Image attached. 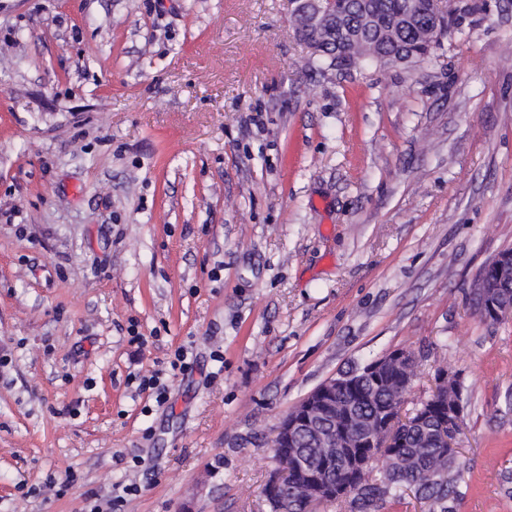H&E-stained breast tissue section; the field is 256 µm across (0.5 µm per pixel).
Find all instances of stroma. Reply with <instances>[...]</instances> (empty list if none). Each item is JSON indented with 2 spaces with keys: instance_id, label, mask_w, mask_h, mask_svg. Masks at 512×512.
Masks as SVG:
<instances>
[{
  "instance_id": "1",
  "label": "stroma",
  "mask_w": 512,
  "mask_h": 512,
  "mask_svg": "<svg viewBox=\"0 0 512 512\" xmlns=\"http://www.w3.org/2000/svg\"><path fill=\"white\" fill-rule=\"evenodd\" d=\"M293 8L0 0V512H269L282 416L397 348L412 398L468 389L457 512H512V324L471 300L512 249V0L412 67L315 59Z\"/></svg>"
}]
</instances>
